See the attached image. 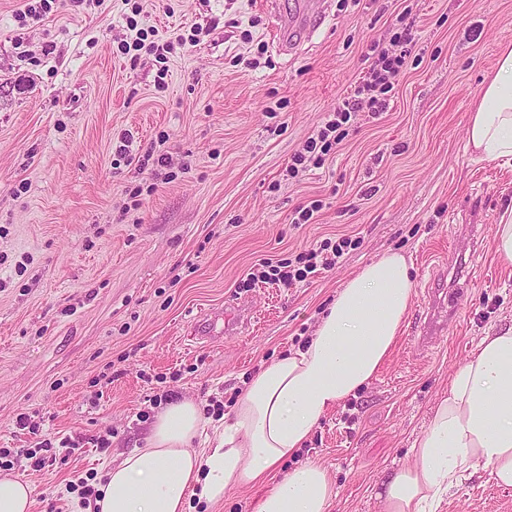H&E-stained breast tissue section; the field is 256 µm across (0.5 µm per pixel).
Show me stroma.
<instances>
[{
	"mask_svg": "<svg viewBox=\"0 0 512 512\" xmlns=\"http://www.w3.org/2000/svg\"><path fill=\"white\" fill-rule=\"evenodd\" d=\"M138 2L156 40L201 29L167 78L151 58L119 53L122 0L24 26L25 0H0V448L16 452L10 472L33 485L32 512H73L69 485L143 447L167 397L205 411L200 442L215 447L213 404L230 412L246 381L312 336L344 280L393 249L416 282L397 343L377 378L280 466L323 465L338 490L330 512H379L382 481L451 372L486 331L512 323V265L492 247L512 205V165L479 159L465 136L485 76L512 43V0H328L320 29L286 54L263 0ZM404 12L414 42L387 112L360 113L321 168L284 178ZM260 54L269 66L248 68ZM125 135L151 163L119 155ZM160 155L169 167L156 166ZM314 200L324 207L313 223L293 224ZM342 237L358 246L333 270L290 288L241 286L264 260ZM446 251L459 256L448 285L468 290L421 355L414 333ZM239 301L251 314L238 333L220 323L212 338H188L201 315ZM100 436L108 448L96 447ZM43 439L53 448L36 469L24 452ZM444 512H512V488L477 467Z\"/></svg>",
	"mask_w": 512,
	"mask_h": 512,
	"instance_id": "1",
	"label": "stroma"
}]
</instances>
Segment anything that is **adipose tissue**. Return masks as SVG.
Listing matches in <instances>:
<instances>
[{
    "label": "adipose tissue",
    "instance_id": "ef3b65f1",
    "mask_svg": "<svg viewBox=\"0 0 512 512\" xmlns=\"http://www.w3.org/2000/svg\"><path fill=\"white\" fill-rule=\"evenodd\" d=\"M484 160L512 164V45L486 77L466 127ZM412 263L389 250L336 291L313 336L247 381L218 444L194 447L203 425L197 404L168 402L147 445L102 475L99 512H189L217 504L235 486L265 479L296 454L327 413L378 375L413 305ZM484 465L512 487V325L482 336L448 379L427 428L378 495L380 512H442L462 480ZM336 483L317 462L295 467L262 496L255 512H329Z\"/></svg>",
    "mask_w": 512,
    "mask_h": 512
}]
</instances>
